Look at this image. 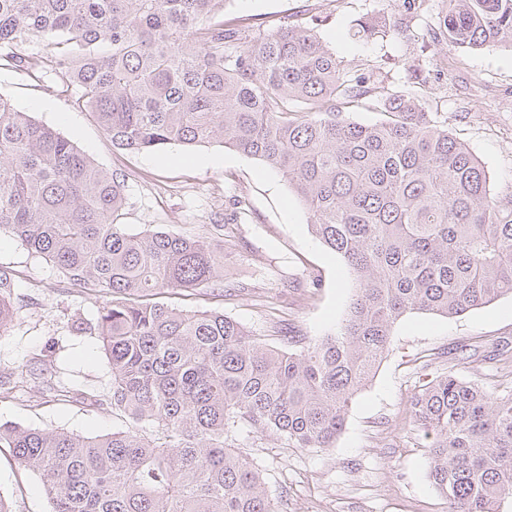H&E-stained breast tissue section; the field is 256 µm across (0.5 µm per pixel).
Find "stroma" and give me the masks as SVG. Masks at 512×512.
<instances>
[{"mask_svg":"<svg viewBox=\"0 0 512 512\" xmlns=\"http://www.w3.org/2000/svg\"><path fill=\"white\" fill-rule=\"evenodd\" d=\"M444 0H414L395 12L392 0H227L224 15L272 29L290 23L312 27L344 72L418 95L426 111L448 121V131L484 164L492 195L512 193V49H478L421 40ZM396 17L399 35L357 36L359 21ZM0 95L13 107L69 138L99 167L123 175L128 232L158 229L229 240L224 272L249 292L220 296L155 295L186 311L218 310L272 346L280 328L318 339L334 332L357 284L343 260L308 230V214L286 179L262 161L214 143L194 149L125 153L113 148L78 92L52 79L0 70ZM244 213L243 222L229 217ZM0 269L11 273L20 297L14 321L0 332V422L96 436L124 428L110 406L86 407L18 389L21 371L51 366L57 385L101 396L112 384L98 336L78 334L75 320L95 322L103 298L68 283L43 258L0 236ZM512 343V296L453 317L411 314L393 329L389 352L369 385L352 402L331 448H296L255 428L239 442L263 472L280 512H446L428 478L424 441L407 412L419 385L452 372L499 394L512 374L484 358L493 344ZM461 345L479 347L465 359ZM0 494L12 512H51L36 469L19 465L0 447Z\"/></svg>","mask_w":512,"mask_h":512,"instance_id":"obj_1","label":"stroma"}]
</instances>
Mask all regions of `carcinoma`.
Returning <instances> with one entry per match:
<instances>
[{"label": "carcinoma", "instance_id": "cac0c4a2", "mask_svg": "<svg viewBox=\"0 0 512 512\" xmlns=\"http://www.w3.org/2000/svg\"><path fill=\"white\" fill-rule=\"evenodd\" d=\"M227 0H0V67L78 90L112 147L211 143L280 172L309 227L358 289L336 332L270 346L217 311L145 298L224 286V248L205 236L127 232L120 175L0 96V234L70 283L112 297L95 324L126 428L85 437L0 424V447L40 474L52 512H279L241 451L243 425L297 448H331L410 313L444 317L512 295V198L490 195L481 161L412 94L366 98L313 29L252 34L217 19ZM432 41L512 47V0H446ZM34 40L45 52L16 47ZM17 285L0 269V331ZM447 512H498L512 498V391L453 373L408 400Z\"/></svg>", "mask_w": 512, "mask_h": 512}]
</instances>
